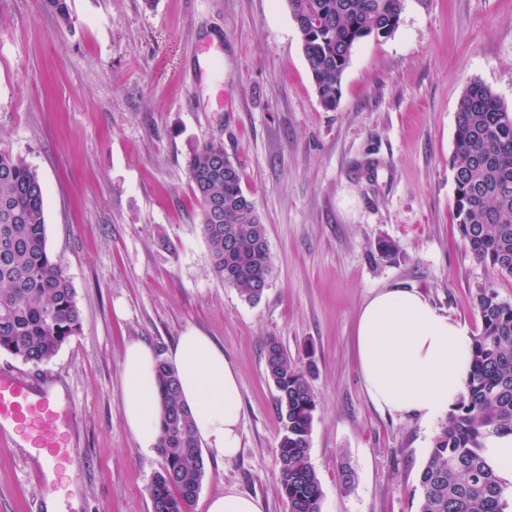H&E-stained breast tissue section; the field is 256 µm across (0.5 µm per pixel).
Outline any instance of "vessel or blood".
Returning a JSON list of instances; mask_svg holds the SVG:
<instances>
[{
    "mask_svg": "<svg viewBox=\"0 0 512 512\" xmlns=\"http://www.w3.org/2000/svg\"><path fill=\"white\" fill-rule=\"evenodd\" d=\"M56 405L48 393L10 373H0V444L24 441L39 449L54 469L78 463L68 423H55Z\"/></svg>",
    "mask_w": 512,
    "mask_h": 512,
    "instance_id": "1",
    "label": "vessel or blood"
}]
</instances>
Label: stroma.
Masks as SVG:
<instances>
[{
	"label": "stroma",
	"mask_w": 512,
	"mask_h": 512,
	"mask_svg": "<svg viewBox=\"0 0 512 512\" xmlns=\"http://www.w3.org/2000/svg\"><path fill=\"white\" fill-rule=\"evenodd\" d=\"M67 4L65 24L43 0H0V150L42 179L48 247L81 330L38 366L2 351L0 370L61 387L81 464L40 481L28 449L0 447V512H38L51 497L57 512H151L163 459L140 456L125 427L122 352L143 340L165 357L190 328L223 346L242 405L239 453L207 458L191 512L229 490L287 512L272 337L316 364L309 461L321 512H418L438 426L373 406L355 316L381 289L413 288L475 336L477 288L512 303V279L494 277L457 231L450 166L469 81L512 109V0H404L393 36L354 48L332 111L285 0ZM208 140L240 162L267 228L273 275L256 303L211 272L186 168ZM382 239L396 243L391 256L378 255Z\"/></svg>",
	"instance_id": "1"
}]
</instances>
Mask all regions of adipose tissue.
<instances>
[{"instance_id":"obj_1","label":"adipose tissue","mask_w":512,"mask_h":512,"mask_svg":"<svg viewBox=\"0 0 512 512\" xmlns=\"http://www.w3.org/2000/svg\"><path fill=\"white\" fill-rule=\"evenodd\" d=\"M472 339L467 326L431 305L412 288L374 294L356 316L357 363L373 404L383 411L432 423L454 408L464 391ZM196 433L217 459L230 461L241 446L240 386L222 347L190 329L166 355ZM157 355L148 343H126L122 411L138 452L157 455L160 395Z\"/></svg>"}]
</instances>
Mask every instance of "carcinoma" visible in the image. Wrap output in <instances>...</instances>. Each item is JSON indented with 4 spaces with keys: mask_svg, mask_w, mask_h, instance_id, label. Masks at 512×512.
<instances>
[{
    "mask_svg": "<svg viewBox=\"0 0 512 512\" xmlns=\"http://www.w3.org/2000/svg\"><path fill=\"white\" fill-rule=\"evenodd\" d=\"M322 106L336 108L355 46L388 38L403 0H286ZM458 232L477 260L512 277V109L487 84L461 94L451 158ZM187 170L201 203L200 224L213 275L246 301L261 299L272 270L266 225L242 189L239 163L215 141L190 153ZM481 330L456 409L436 432L419 476V512H505L506 487L481 455L483 440L512 433V304L492 285L477 289ZM81 330L62 265L47 247L44 187L23 157L0 151V350L26 364L50 361ZM266 366L283 422L279 484L288 512H320L322 488L309 462L317 398L313 364L299 366L283 345L266 346ZM164 465L149 487L152 512H190L207 475L179 379L157 367Z\"/></svg>",
    "mask_w": 512,
    "mask_h": 512,
    "instance_id": "carcinoma-1",
    "label": "carcinoma"
}]
</instances>
